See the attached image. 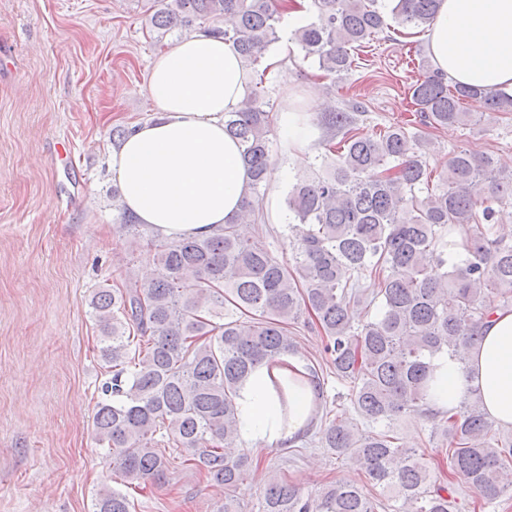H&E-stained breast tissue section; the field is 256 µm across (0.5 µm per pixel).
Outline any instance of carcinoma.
Masks as SVG:
<instances>
[{
    "mask_svg": "<svg viewBox=\"0 0 512 512\" xmlns=\"http://www.w3.org/2000/svg\"><path fill=\"white\" fill-rule=\"evenodd\" d=\"M312 0L316 20L292 33L303 59L325 76L343 78L354 49L371 35L400 25L426 29L438 0ZM275 0H164L150 17L161 34L200 29L231 42L259 78L270 47L280 40ZM410 87L418 123L437 129L466 125V100L490 112H512V96L450 85L421 59ZM273 105L264 88H248L238 109L224 115V132L241 145L249 176L240 214L211 235H181L155 248L158 273L142 282L100 288L90 301L100 323V358L112 368L101 387L92 426L108 449L112 469L130 487L161 480L171 464L224 487L216 512H244L237 490L252 457L238 448L236 396L264 361L297 353L293 325L323 340L325 360L349 384L358 421L332 419L319 427L321 447L350 457L373 485L398 503L397 512H458L451 482L433 479L431 463L399 444L392 426L403 416L432 422L448 469L462 476L482 505L512 486V435L488 418L473 390L449 412L429 407L431 361L461 357L479 340L497 309L512 307V236L497 226L512 208V169L491 153L455 150L446 172L432 179L424 155L433 145L423 131L396 122L367 132L352 115L324 114L343 132L312 175L298 176L286 194L285 232L291 262L247 236L258 221L270 182ZM119 221L143 237L133 213L117 202ZM468 226L466 259H448V232ZM377 278L366 295L363 276ZM379 313L362 319L371 306ZM128 494L105 490L94 512H131ZM382 501L352 482L313 495L268 472L260 512H378Z\"/></svg>",
    "mask_w": 512,
    "mask_h": 512,
    "instance_id": "1",
    "label": "carcinoma"
}]
</instances>
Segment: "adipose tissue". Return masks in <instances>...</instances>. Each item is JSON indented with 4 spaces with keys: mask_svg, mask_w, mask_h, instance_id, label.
<instances>
[{
    "mask_svg": "<svg viewBox=\"0 0 512 512\" xmlns=\"http://www.w3.org/2000/svg\"><path fill=\"white\" fill-rule=\"evenodd\" d=\"M433 66L454 82L512 96V0H439L427 33ZM251 77L223 37L194 32L152 61L148 97L155 113L112 151L122 200L158 235H210L239 209L249 178L238 143L224 132ZM287 150L304 153L312 134L296 97L281 110ZM429 405L455 408L477 390L496 425L512 427V311L499 310L465 359H433ZM288 383L280 402L272 378ZM320 387L299 360L256 367L237 398L238 435L249 444L291 447L310 424Z\"/></svg>",
    "mask_w": 512,
    "mask_h": 512,
    "instance_id": "1",
    "label": "adipose tissue"
}]
</instances>
